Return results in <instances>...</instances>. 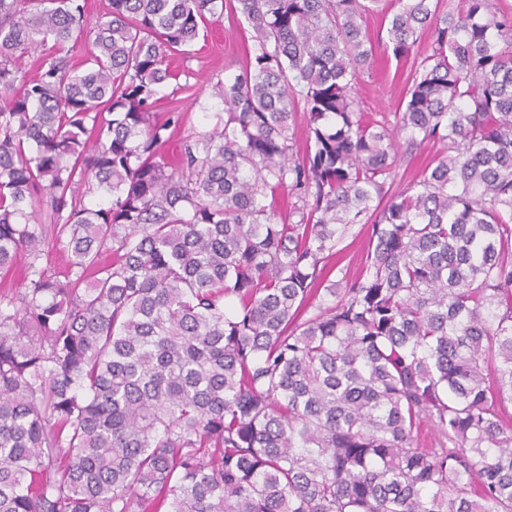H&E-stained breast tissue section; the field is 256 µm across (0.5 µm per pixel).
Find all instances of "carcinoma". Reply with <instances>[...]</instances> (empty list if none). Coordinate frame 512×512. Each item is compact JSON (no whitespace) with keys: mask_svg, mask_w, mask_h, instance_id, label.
Returning <instances> with one entry per match:
<instances>
[{"mask_svg":"<svg viewBox=\"0 0 512 512\" xmlns=\"http://www.w3.org/2000/svg\"><path fill=\"white\" fill-rule=\"evenodd\" d=\"M382 2L236 0L224 125L172 158L169 58L224 0H0V512H512V11L395 0L385 50L431 53L376 118ZM402 133L442 155L398 190ZM385 21L382 14H373L364 18L362 28L376 46V56L370 67L359 75L355 92L364 112H397L401 107L411 84L409 78L412 59L397 62L391 52L384 53V46L377 48L379 39L386 37ZM342 247H344V251L339 256H336L341 259L338 266L343 268V272L347 270L350 274H354L359 270L365 248L364 240L360 236L354 238V234H349L339 245V248Z\"/></svg>","mask_w":512,"mask_h":512,"instance_id":"cac0c4a2","label":"carcinoma"}]
</instances>
